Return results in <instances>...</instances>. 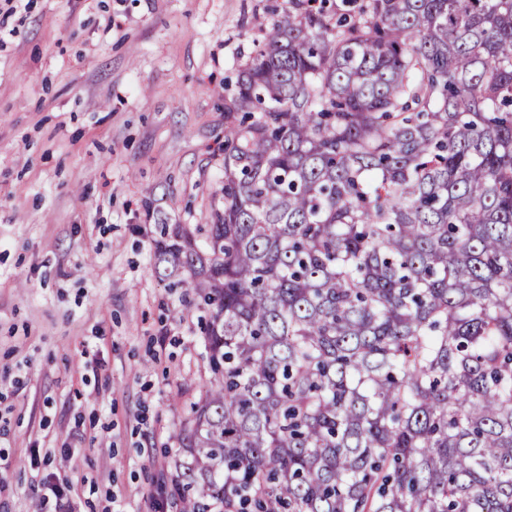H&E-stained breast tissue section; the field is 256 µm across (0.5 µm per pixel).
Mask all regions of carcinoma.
Wrapping results in <instances>:
<instances>
[{"label":"carcinoma","mask_w":512,"mask_h":512,"mask_svg":"<svg viewBox=\"0 0 512 512\" xmlns=\"http://www.w3.org/2000/svg\"><path fill=\"white\" fill-rule=\"evenodd\" d=\"M228 111L175 505L512 512V0H288Z\"/></svg>","instance_id":"carcinoma-1"}]
</instances>
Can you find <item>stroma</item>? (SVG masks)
<instances>
[{"label":"stroma","mask_w":512,"mask_h":512,"mask_svg":"<svg viewBox=\"0 0 512 512\" xmlns=\"http://www.w3.org/2000/svg\"><path fill=\"white\" fill-rule=\"evenodd\" d=\"M287 8L0 0V512L59 473L77 512H178L209 373L157 227L222 204L234 84Z\"/></svg>","instance_id":"1"}]
</instances>
